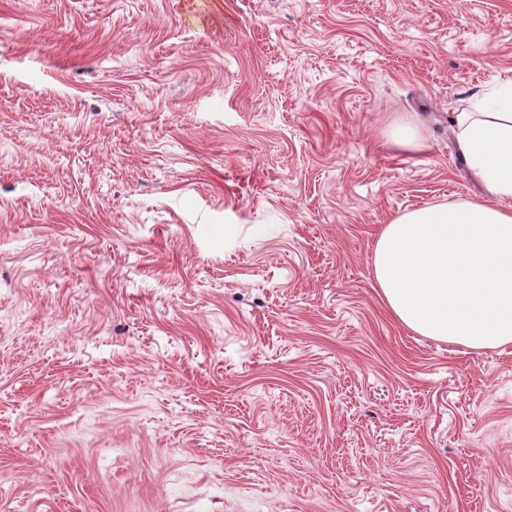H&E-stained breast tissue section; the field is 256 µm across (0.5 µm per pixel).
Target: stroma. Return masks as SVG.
I'll use <instances>...</instances> for the list:
<instances>
[{"label": "stroma", "mask_w": 512, "mask_h": 512, "mask_svg": "<svg viewBox=\"0 0 512 512\" xmlns=\"http://www.w3.org/2000/svg\"><path fill=\"white\" fill-rule=\"evenodd\" d=\"M509 68L512 0H0V512H512V343L370 266ZM390 129L392 130L390 141L393 145L410 151L424 149V141L415 125L394 119Z\"/></svg>", "instance_id": "35a3bbf8"}]
</instances>
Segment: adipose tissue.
I'll return each mask as SVG.
<instances>
[{"mask_svg": "<svg viewBox=\"0 0 512 512\" xmlns=\"http://www.w3.org/2000/svg\"><path fill=\"white\" fill-rule=\"evenodd\" d=\"M459 149L487 195L427 205L384 225L376 288L407 329L470 349L512 343V76L453 116Z\"/></svg>", "mask_w": 512, "mask_h": 512, "instance_id": "ef3b65f1", "label": "adipose tissue"}]
</instances>
